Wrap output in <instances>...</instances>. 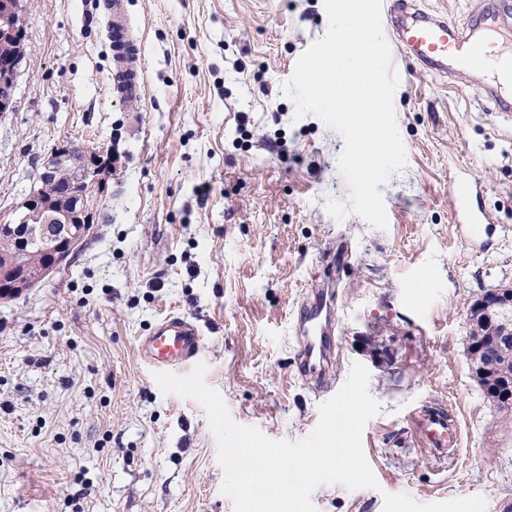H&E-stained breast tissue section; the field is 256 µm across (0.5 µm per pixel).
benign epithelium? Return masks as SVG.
Listing matches in <instances>:
<instances>
[{
	"label": "benign epithelium",
	"mask_w": 512,
	"mask_h": 512,
	"mask_svg": "<svg viewBox=\"0 0 512 512\" xmlns=\"http://www.w3.org/2000/svg\"><path fill=\"white\" fill-rule=\"evenodd\" d=\"M26 10V0H0V41L6 43L15 36L12 17ZM23 60L17 56L0 58V112L7 111L14 99L15 87ZM71 148L57 147L46 155L42 178L57 180L66 172ZM85 169L73 175L79 191L63 202L36 205L37 193L29 194L12 211L8 225L20 234L21 243L37 238L47 245L46 258L37 267L29 266L24 252L15 262L11 287H3L6 269L0 268V297H12L35 287L50 272L68 264L82 245L90 222L100 212L102 197L112 171V155L97 148L82 149ZM469 321L474 333L468 336V356L472 374L485 375L488 353L501 351L512 344V287L482 295L469 305ZM489 398L497 406L512 407V382L506 388L490 390Z\"/></svg>",
	"instance_id": "benign-epithelium-1"
}]
</instances>
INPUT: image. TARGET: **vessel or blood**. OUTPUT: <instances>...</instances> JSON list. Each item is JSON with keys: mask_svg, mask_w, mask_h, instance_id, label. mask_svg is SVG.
Masks as SVG:
<instances>
[{"mask_svg": "<svg viewBox=\"0 0 512 512\" xmlns=\"http://www.w3.org/2000/svg\"><path fill=\"white\" fill-rule=\"evenodd\" d=\"M104 23L112 48L113 90L123 99L140 98L146 70L132 34L128 0H107ZM385 25L393 43L419 67L453 77L483 75L489 114L512 121V0H497L494 7L475 11L461 24L421 7L418 0H394ZM336 324L333 302L322 290L311 289L298 305L291 327L301 376L325 378L335 349ZM202 345L200 329L171 313L139 337L137 352L153 371L171 372L196 362ZM415 425L421 444L436 458H447L458 445V424L446 410L422 409L415 415Z\"/></svg>", "mask_w": 512, "mask_h": 512, "instance_id": "b4317fda", "label": "vessel or blood"}]
</instances>
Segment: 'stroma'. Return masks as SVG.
<instances>
[{
  "label": "stroma",
  "instance_id": "obj_1",
  "mask_svg": "<svg viewBox=\"0 0 512 512\" xmlns=\"http://www.w3.org/2000/svg\"><path fill=\"white\" fill-rule=\"evenodd\" d=\"M103 2L28 0L15 106L0 114V214L56 143L119 155L88 245L0 300V512H234L204 409L162 394L136 352L172 311L201 330L231 419L274 440L307 437L352 363L368 368L381 412L363 450L379 487L320 486L317 512H383L387 493L512 512V421L467 360L469 303L512 285V122L487 115L483 77L459 86L397 61L407 163L380 187L377 228L329 215L327 200H349L343 139L295 119L281 93L328 29L323 0H129L147 78L136 101L113 92ZM465 176L492 219L479 240L453 207ZM315 275L339 315L320 387L299 378L289 338ZM432 403L459 421L456 465L415 443L413 415Z\"/></svg>",
  "mask_w": 512,
  "mask_h": 512
}]
</instances>
